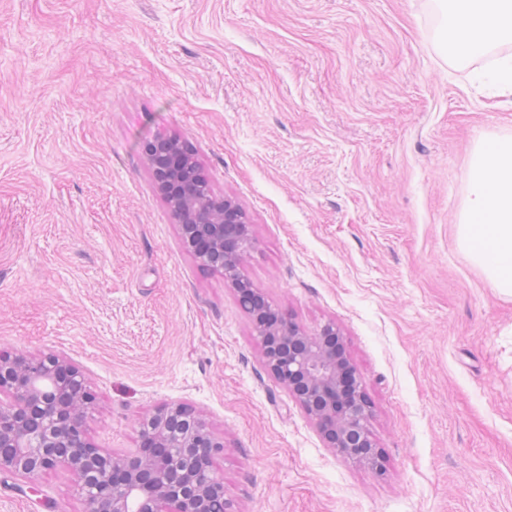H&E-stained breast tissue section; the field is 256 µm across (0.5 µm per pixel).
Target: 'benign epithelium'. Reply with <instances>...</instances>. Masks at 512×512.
Listing matches in <instances>:
<instances>
[{"label":"benign epithelium","mask_w":512,"mask_h":512,"mask_svg":"<svg viewBox=\"0 0 512 512\" xmlns=\"http://www.w3.org/2000/svg\"><path fill=\"white\" fill-rule=\"evenodd\" d=\"M182 144L159 134L142 148L182 247L202 267L224 275L261 340L267 372L314 422L325 446L379 470L368 429L370 403L336 324L308 333L246 287L240 266L254 244L248 217L231 197L198 193L200 165L195 155L181 152ZM2 395L8 402L0 400V472L33 484L63 465L79 475L87 512H210L211 500L224 496V477L213 466L224 442L186 404L154 408L140 423L138 448L116 457L87 436L85 418L96 396L69 359L0 351Z\"/></svg>","instance_id":"1"}]
</instances>
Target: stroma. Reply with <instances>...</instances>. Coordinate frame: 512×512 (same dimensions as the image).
Here are the masks:
<instances>
[{"label":"stroma","mask_w":512,"mask_h":512,"mask_svg":"<svg viewBox=\"0 0 512 512\" xmlns=\"http://www.w3.org/2000/svg\"><path fill=\"white\" fill-rule=\"evenodd\" d=\"M441 0H0V349L53 353L136 449L183 402L224 441L234 512H512V300L458 240L512 106L446 44ZM179 136L246 212L241 266L332 321L372 405L375 472L324 447L249 315L186 252L141 146ZM78 475L0 473V512H85Z\"/></svg>","instance_id":"35a3bbf8"}]
</instances>
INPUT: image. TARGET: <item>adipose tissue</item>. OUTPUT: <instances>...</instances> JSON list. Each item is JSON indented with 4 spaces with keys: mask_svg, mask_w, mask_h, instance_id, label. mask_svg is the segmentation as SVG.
Returning <instances> with one entry per match:
<instances>
[{
    "mask_svg": "<svg viewBox=\"0 0 512 512\" xmlns=\"http://www.w3.org/2000/svg\"><path fill=\"white\" fill-rule=\"evenodd\" d=\"M443 29L460 57L512 44V0H445ZM459 241L492 287L512 297V139L491 141L480 152Z\"/></svg>",
    "mask_w": 512,
    "mask_h": 512,
    "instance_id": "ef3b65f1",
    "label": "adipose tissue"
}]
</instances>
